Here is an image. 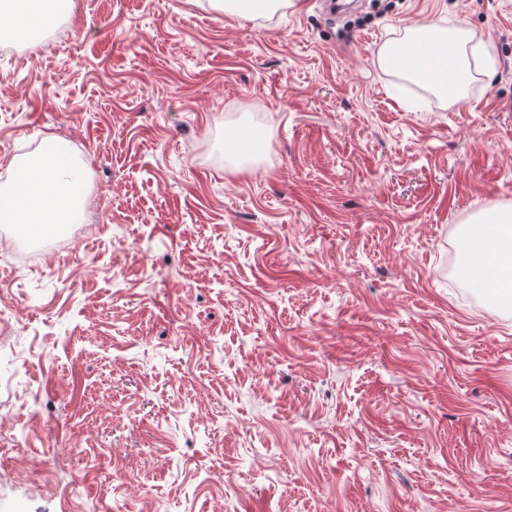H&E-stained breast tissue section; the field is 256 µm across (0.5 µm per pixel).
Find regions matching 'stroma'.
Returning a JSON list of instances; mask_svg holds the SVG:
<instances>
[{
    "label": "stroma",
    "mask_w": 512,
    "mask_h": 512,
    "mask_svg": "<svg viewBox=\"0 0 512 512\" xmlns=\"http://www.w3.org/2000/svg\"><path fill=\"white\" fill-rule=\"evenodd\" d=\"M69 0L0 57V175L62 140L85 221L0 264V512H512V0ZM491 48L464 102L379 50ZM210 8L239 13L250 19L273 14L286 5H292L291 0H208ZM475 224L471 225L468 233L480 235V254L484 261H495L493 267L477 266V273L482 280H492L495 278L497 284L500 285L496 289L495 295L512 303V249L506 250L497 244V239H512V209L500 211L490 219H478ZM490 224L498 226L491 227Z\"/></svg>",
    "instance_id": "stroma-1"
}]
</instances>
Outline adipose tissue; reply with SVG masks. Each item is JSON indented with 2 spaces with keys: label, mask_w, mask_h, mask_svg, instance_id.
<instances>
[{
  "label": "adipose tissue",
  "mask_w": 512,
  "mask_h": 512,
  "mask_svg": "<svg viewBox=\"0 0 512 512\" xmlns=\"http://www.w3.org/2000/svg\"><path fill=\"white\" fill-rule=\"evenodd\" d=\"M64 0H0V30L36 36L57 19ZM468 44L458 37L446 57L435 61L437 70H452L453 79H440L439 90L461 98L468 74ZM16 174L0 184V224L22 230L49 224H71L84 209L85 197L74 178L75 161L64 151L59 140L46 139L24 159L10 163ZM480 237L483 260L493 261L498 272V298L512 303V249L499 247L502 238L512 239V209L497 213L493 220L480 219L470 227Z\"/></svg>",
  "instance_id": "ef3b65f1"
}]
</instances>
